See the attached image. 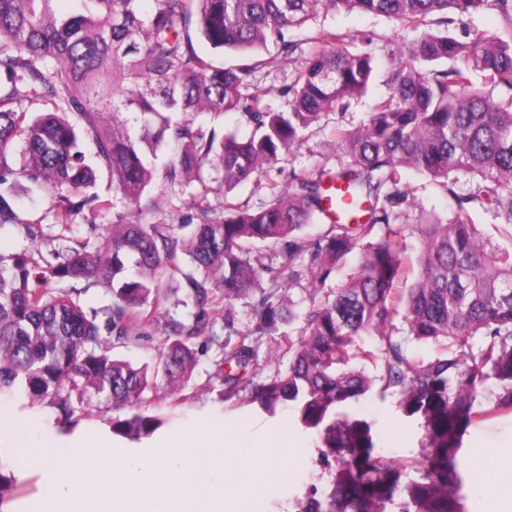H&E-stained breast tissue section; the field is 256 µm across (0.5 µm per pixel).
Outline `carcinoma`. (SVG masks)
I'll use <instances>...</instances> for the list:
<instances>
[{
	"label": "carcinoma",
	"mask_w": 512,
	"mask_h": 512,
	"mask_svg": "<svg viewBox=\"0 0 512 512\" xmlns=\"http://www.w3.org/2000/svg\"><path fill=\"white\" fill-rule=\"evenodd\" d=\"M55 2L0 0V229L44 240L43 224L16 204L20 193L43 189L57 199L56 224L69 241L45 253H0V397L52 409L65 434L77 425L76 406L104 401L130 412L110 420L112 434L138 441L162 426L155 383L113 349L139 340L162 301L192 310L189 326L170 319L156 354L177 406L190 399V341L211 322L229 323L233 303L248 298L251 328L224 338L222 395L270 415L293 402L319 437L330 487L311 488L299 512H465L464 436L473 424L512 416V35L476 31L461 41L448 26L487 7L512 20V0H66L65 13ZM354 10L414 26L436 16L446 29L391 51L388 96L342 134L350 162L301 178L254 210L227 200L221 221L202 207L184 244L175 233L184 225L145 223L156 181L172 189L194 172L203 185L208 164L228 193L279 161L323 113L367 91L374 55L328 32L288 89V110L273 112L249 92L261 65L252 55L273 43L289 56L295 30ZM217 52L242 59L227 66ZM204 112H234L252 134L218 143L196 123ZM405 169L469 184L451 219L419 225L411 280L406 224L378 206ZM103 175L126 214L103 232L93 221L77 237L70 218L97 214L91 189ZM334 187L359 216L312 237L305 228L331 215ZM472 203L492 215L500 241L478 229ZM356 250L357 273L324 290ZM177 277V287L162 290ZM50 280L84 287L54 292ZM91 288L112 293L102 321L80 301ZM297 288L312 292L309 307L285 300ZM299 320L297 343L279 354L287 369L259 376L262 339ZM411 341L433 345L434 357L413 358ZM369 395L395 397L422 421L420 458L375 455L371 424L344 411ZM409 471L416 477L406 481Z\"/></svg>",
	"instance_id": "carcinoma-1"
}]
</instances>
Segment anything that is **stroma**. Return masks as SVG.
<instances>
[{"label":"stroma","mask_w":512,"mask_h":512,"mask_svg":"<svg viewBox=\"0 0 512 512\" xmlns=\"http://www.w3.org/2000/svg\"><path fill=\"white\" fill-rule=\"evenodd\" d=\"M435 29V24L430 21L413 28L363 11L342 12L321 16L296 31L294 39L298 48L291 56L279 55L277 48H270L268 54L273 61L257 70L252 88L263 95L265 105L273 111L286 110V91L297 79L302 62L319 47L323 31L346 34L353 49L372 52L381 64L365 95L352 100L348 109L336 107L323 114L319 122L306 132L302 142L283 155L267 175L245 181L228 193L221 183L220 174L212 168H205L204 176L210 188L207 206L211 219H223L225 202L253 209L269 200L272 191H283L296 178L314 176L324 168L336 170L345 166L348 155L338 134L359 126L380 99L387 95V68L382 64L387 52L397 45L416 41L424 32ZM467 188V183L462 181L451 191L415 172L403 174L389 208L401 213L407 225L405 257L409 262H416L420 253L419 223L434 218L448 219L456 209V194L465 193ZM199 190V183L192 181L184 183L181 189L163 194L158 209L148 215V222L194 223ZM300 328V322L296 321L281 326L274 335L263 340L255 361L260 376L286 369V361L271 358L269 352L284 350L296 343ZM224 336V323L219 320L194 339L197 365L188 385L190 399L177 407L169 406L165 401L159 402L158 411L163 425L141 443H131L111 434L108 421L113 411L104 404L77 408L75 417L78 425L64 437L59 435L56 418L48 408L28 411L21 409L18 402L2 397L0 416L26 422L39 439H60L68 445L99 439L111 444L115 457L144 462L164 457L185 431L208 433L221 430L232 438L229 451L238 455L258 453L264 459L288 465L286 478L272 479L259 491L225 489V503L232 512H297L299 501L310 487H317L323 492L330 483L328 472L318 464V438L314 433L301 429L293 406L279 407L276 416L272 417L256 408H240L221 401V385L215 371L216 363L222 357ZM348 411L371 424L381 455L406 460L422 455L425 430L419 419L403 413L396 398L382 400L370 396L350 405ZM478 448L485 449L486 455L481 468L476 469L472 466V456ZM505 454H512V416L470 428L458 453L463 482L461 494L466 512H489L491 488L497 483L500 459ZM0 474L9 481L8 487L0 492V512H41L47 495L43 475L39 470L26 469L19 464L13 435L7 429L0 431Z\"/></svg>","instance_id":"obj_1"}]
</instances>
